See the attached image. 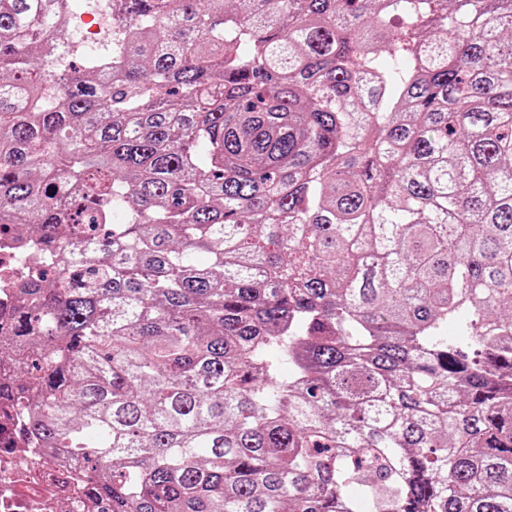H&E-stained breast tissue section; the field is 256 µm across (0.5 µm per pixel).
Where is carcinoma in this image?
Segmentation results:
<instances>
[{
    "label": "carcinoma",
    "instance_id": "carcinoma-1",
    "mask_svg": "<svg viewBox=\"0 0 512 512\" xmlns=\"http://www.w3.org/2000/svg\"><path fill=\"white\" fill-rule=\"evenodd\" d=\"M230 3L0 0V411L98 512H512V0ZM88 9L74 14L69 9V1H58L59 11L66 21L67 39L60 51L85 54L102 53L107 49L112 36V12L100 7L96 0H88ZM16 229V224H2L0 227V305L2 302L4 306L10 303V297L9 288L6 285L2 288V283H7L8 278H14L21 273L20 268L14 267L16 256L12 250L19 244L16 242ZM2 290L3 294H7V299L2 298Z\"/></svg>",
    "mask_w": 512,
    "mask_h": 512
}]
</instances>
